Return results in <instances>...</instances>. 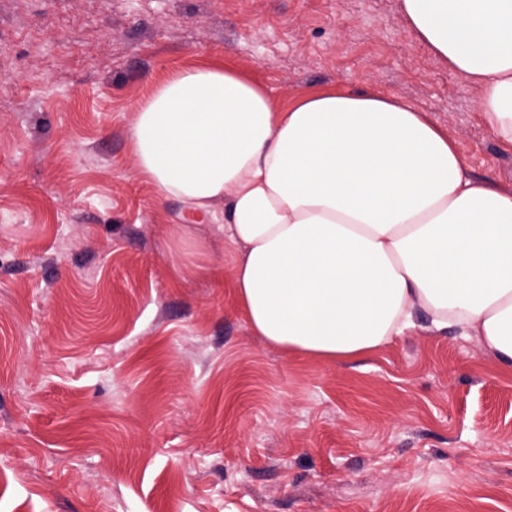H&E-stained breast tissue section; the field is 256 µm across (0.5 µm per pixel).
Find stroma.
Instances as JSON below:
<instances>
[{"mask_svg": "<svg viewBox=\"0 0 512 512\" xmlns=\"http://www.w3.org/2000/svg\"><path fill=\"white\" fill-rule=\"evenodd\" d=\"M206 65L402 99L512 190L399 0H0V512H512V371L453 330L265 345L218 223L141 178L137 105Z\"/></svg>", "mask_w": 512, "mask_h": 512, "instance_id": "obj_1", "label": "stroma"}]
</instances>
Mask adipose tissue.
Listing matches in <instances>:
<instances>
[{
    "instance_id": "1",
    "label": "adipose tissue",
    "mask_w": 512,
    "mask_h": 512,
    "mask_svg": "<svg viewBox=\"0 0 512 512\" xmlns=\"http://www.w3.org/2000/svg\"><path fill=\"white\" fill-rule=\"evenodd\" d=\"M418 38L482 90L512 146V0H401ZM130 139L163 198L216 215L255 336L316 361L415 328L476 339L512 368V191L474 178L405 102L335 88L274 106L238 74L192 67L139 104ZM223 203L215 212V203Z\"/></svg>"
}]
</instances>
